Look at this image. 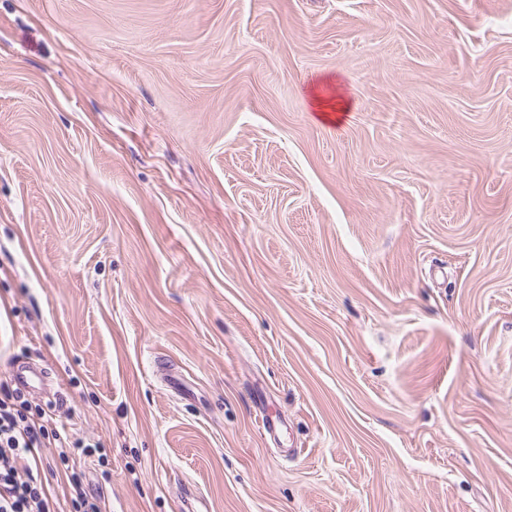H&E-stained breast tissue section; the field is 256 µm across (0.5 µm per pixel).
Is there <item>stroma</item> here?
Segmentation results:
<instances>
[{"instance_id": "stroma-1", "label": "stroma", "mask_w": 512, "mask_h": 512, "mask_svg": "<svg viewBox=\"0 0 512 512\" xmlns=\"http://www.w3.org/2000/svg\"><path fill=\"white\" fill-rule=\"evenodd\" d=\"M22 361L112 512H512V0H0Z\"/></svg>"}]
</instances>
